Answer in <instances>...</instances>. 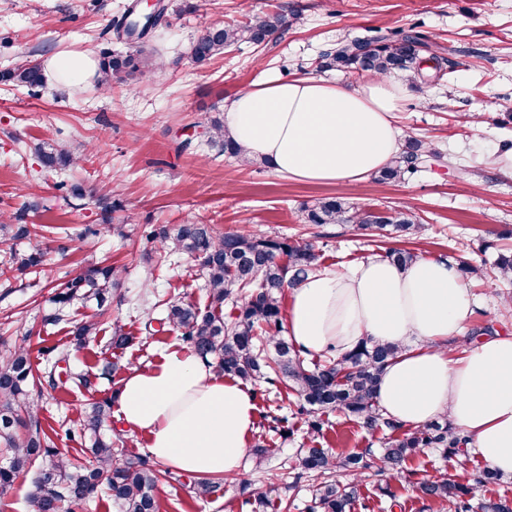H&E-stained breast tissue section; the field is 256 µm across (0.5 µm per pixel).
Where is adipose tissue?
Segmentation results:
<instances>
[{
	"label": "adipose tissue",
	"mask_w": 512,
	"mask_h": 512,
	"mask_svg": "<svg viewBox=\"0 0 512 512\" xmlns=\"http://www.w3.org/2000/svg\"><path fill=\"white\" fill-rule=\"evenodd\" d=\"M46 66L65 85L99 74L84 52L58 53ZM404 95L383 77L271 81L234 96L224 108V132L289 179L356 183L400 153L396 114ZM472 306L459 263L421 257L401 267L378 256L291 288L285 322L289 341L308 357L363 340L399 345L377 386L384 415L408 427L447 417L487 466L512 474V335L449 353ZM116 405L118 419L145 436L154 459L205 478L240 471L256 426L253 389L181 345L153 366L130 368Z\"/></svg>",
	"instance_id": "obj_1"
}]
</instances>
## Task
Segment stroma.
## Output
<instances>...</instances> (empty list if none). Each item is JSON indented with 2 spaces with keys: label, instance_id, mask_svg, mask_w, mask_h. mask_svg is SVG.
I'll return each instance as SVG.
<instances>
[{
  "label": "stroma",
  "instance_id": "1",
  "mask_svg": "<svg viewBox=\"0 0 512 512\" xmlns=\"http://www.w3.org/2000/svg\"><path fill=\"white\" fill-rule=\"evenodd\" d=\"M136 0H8L0 4V72L28 58L37 62L63 51L93 56L125 50L113 30ZM168 13L151 41L162 67L135 89L104 90L97 80L67 89L45 84L31 90L0 82V215H22L37 234L14 239L0 234V355L28 340L35 369L43 348L68 356L67 368L90 374L86 389L34 385L29 399L42 425L78 419L88 404L112 398L127 370L156 363L181 343L180 331L149 335L147 315H162L167 302L208 305L205 276L189 254L160 261L148 231L158 225L200 221L217 233L247 230L292 240L316 239L324 265L342 268L397 247L422 257L466 261L483 273L467 279L476 304L460 333V345L480 333L512 334L508 293L492 273L499 249L512 247V179L497 176L479 154L512 139V120L503 108L512 101V0H290L300 19L264 47L237 45L199 66L190 47L214 24H234L253 13L276 11L282 0H164ZM413 29L425 41L449 51L456 63L441 81L407 89L398 125L403 137L431 142L444 158L415 178L396 184L367 179L356 184L304 183L285 179L266 166H245L208 144L204 128L223 119L235 94L271 79L313 76L340 79L321 69L323 52L336 40L370 29ZM85 152L66 169L44 167V141ZM84 196H74L71 186ZM119 203L104 211L100 194ZM339 196L358 209L413 208L423 230L408 239L354 231L348 224L312 225L302 209L315 199ZM125 224V237L103 232L107 220ZM45 253L42 266L20 270L11 253L33 247ZM119 267L122 278L106 312L76 298L61 322H53L55 287L93 266ZM101 325L98 342L76 346L71 330L86 319ZM120 320L131 344L110 343L111 324ZM257 423L239 474L220 491L198 497L186 473L169 470L158 485L166 512H252L248 499L275 489L288 512H311L310 477H296L293 457L308 445V418L298 414L284 391L257 395ZM287 418L292 434L272 428V417ZM318 445L329 453L379 452L381 434H369L336 412L321 413ZM484 467L474 453L446 461L441 449L424 448L411 457L399 478L375 469L357 475L359 496L348 512H451L449 503L417 498L412 484L445 469L467 484Z\"/></svg>",
  "mask_w": 512,
  "mask_h": 512
}]
</instances>
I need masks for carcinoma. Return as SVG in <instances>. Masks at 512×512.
<instances>
[{"mask_svg":"<svg viewBox=\"0 0 512 512\" xmlns=\"http://www.w3.org/2000/svg\"><path fill=\"white\" fill-rule=\"evenodd\" d=\"M165 7L153 20L137 19L135 11L114 23L116 33L130 37L124 52L104 53L100 57L99 84H127L150 77L159 67V58L146 51V40L157 27ZM299 15L287 7L275 13L254 14L238 24L205 28L191 48V60L204 65L240 42L252 44L272 38L297 22ZM450 61L441 48L424 42L411 31L384 32L373 36L346 37L323 53L321 68L345 73L370 72L388 77L397 75L412 88L443 77ZM30 89L42 88L45 77L39 64L23 59L12 70L0 75ZM209 142L230 157L251 163L244 149L224 134V124L210 121ZM47 167L77 164L81 155L49 142L40 148ZM442 152L430 143L411 138L404 151L378 174L382 183L404 182L423 171L427 164L441 161ZM307 224H353L361 231L407 236L421 230L410 210L379 216L372 210H351L337 197H321L304 209ZM159 244L160 259L189 253L203 257L209 307L201 311L190 303L170 302L166 316H148L145 330L154 335L169 328L182 331L190 348L200 357L212 358L224 376L238 378L256 386L280 384L297 398L299 411L310 416L308 434L320 435L321 422L315 414L324 410L342 412L369 432L386 431L388 437L379 454L367 449L358 453L336 455V471L345 479L329 480L324 475L330 461L321 448H306L297 456L293 470L296 477L314 474L322 481L312 489L313 512H346L357 497V485L346 480L372 466L391 478L404 473L406 461L420 448H441L448 458L457 456L467 439L450 423L438 421L403 429L384 417L374 395L384 366L398 353L392 344L365 340L352 352L307 361L283 336L282 288L295 285L322 265V253L312 241L290 242L278 236H258L248 232L216 235L208 224L187 222L161 226L149 233ZM384 257L401 266L410 265L417 255L402 248H390ZM496 276L512 283V251L498 253L494 263ZM120 283V271L98 266L79 273L58 287L54 320L60 321L64 309L79 297L102 307ZM99 322L89 319L74 326V341L86 346L95 341ZM133 336L119 320L112 322V345L126 346ZM44 381L55 388L60 377L55 371L35 373L29 349L22 345L0 357V497L14 486L16 479L35 467L38 475L27 495L28 512H75V507L103 490L121 512H161L157 495L161 471L143 458L114 453L112 438L101 433L109 417L110 402L92 403L78 418L80 429L93 435L91 447L82 449L94 463L64 458L54 449L53 437L59 430L71 434V428L59 424V430L46 431L28 400L29 386ZM417 497L425 500H459L456 509L469 512L462 497L472 488L456 482L446 472L438 471L415 483Z\"/></svg>","mask_w":512,"mask_h":512,"instance_id":"1","label":"carcinoma"}]
</instances>
